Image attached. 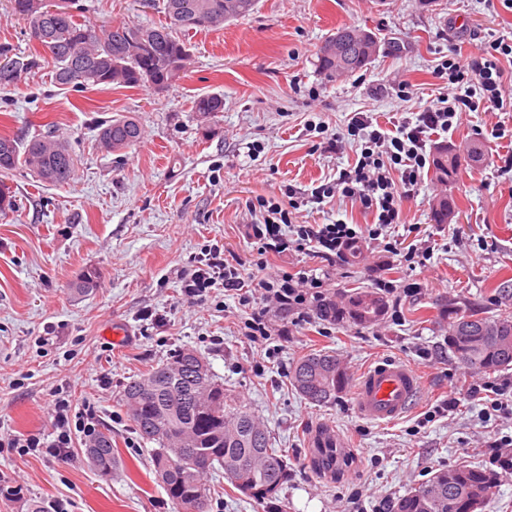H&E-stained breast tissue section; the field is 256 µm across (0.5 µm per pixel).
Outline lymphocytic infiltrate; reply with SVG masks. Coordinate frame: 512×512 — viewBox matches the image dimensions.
<instances>
[{"label": "lymphocytic infiltrate", "instance_id": "1", "mask_svg": "<svg viewBox=\"0 0 512 512\" xmlns=\"http://www.w3.org/2000/svg\"><path fill=\"white\" fill-rule=\"evenodd\" d=\"M508 56L512 57V40L501 36L485 42L478 52L469 55L464 54L462 45H453L438 71L447 74L450 82L461 85V92L454 97L438 98L436 104L425 107L415 119L396 122L390 133L372 128L366 117H352L351 132L364 138L360 156L353 165L340 171L334 187L313 189L311 200L321 203L332 194H340L371 215V226L358 230L339 220L332 224H297L286 234L282 226L288 222L289 210L296 207V200L285 204L262 201L260 216L248 233L250 242L256 245L257 274L243 273L234 252L212 248L206 252L202 268L184 276L185 295L201 297L208 288L219 284L238 291L242 305L261 298L295 323L321 313L331 304L325 278L313 269L293 275L262 276L268 256L308 253L331 264L345 257L361 238L379 239L385 228L404 223L401 203L417 186L429 162L426 146L430 137L439 131H450L454 118L462 112H512V74L501 66L502 59ZM73 410L71 401H56L52 408L57 430L54 439L42 441L16 435L8 439V447L23 455L36 452L60 463L69 462L73 431L88 437L95 432L93 414L77 417Z\"/></svg>", "mask_w": 512, "mask_h": 512}]
</instances>
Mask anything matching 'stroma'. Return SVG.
Returning a JSON list of instances; mask_svg holds the SVG:
<instances>
[{
  "label": "stroma",
  "mask_w": 512,
  "mask_h": 512,
  "mask_svg": "<svg viewBox=\"0 0 512 512\" xmlns=\"http://www.w3.org/2000/svg\"><path fill=\"white\" fill-rule=\"evenodd\" d=\"M87 21L161 25L158 0H80ZM374 33L378 49L362 70L331 80L317 54L337 28ZM512 39V10L484 0H258L254 13L182 38L190 56L180 80L156 92L98 85L83 91L56 84L50 60L18 84L0 88V136L30 141L53 127L76 163L68 182L50 185L20 167L0 175L17 205L0 216V438L53 433L56 399L90 409L97 431L110 434L118 464L99 476L85 454L84 435L73 458L59 463L19 456L0 447V483L21 487L0 495V512H28L31 500L68 501L69 512H176L158 482L151 446L120 403L125 384L150 366L191 348L232 390L284 451L292 478L276 499L258 503L224 484L207 512H379L435 472L463 461L489 464L491 441L512 436V416L492 411L493 387L512 368L478 373L450 357L449 302L512 313L497 287L512 280V112H470L432 144L480 142L483 158L440 185L424 174L403 202L406 221L391 236L425 243V266L385 252L376 241L329 267L328 289L347 291L392 281L397 306L379 322L358 329L313 318L285 326L267 314L271 334L244 333L251 307L236 292L214 288L185 298L182 274L210 246H226L247 273L256 253L245 231L260 200H282L287 190L333 181L361 151L347 124L361 113L385 125L421 111L448 90L436 68L453 43L474 29ZM410 85L401 99L393 75ZM224 97V110L201 127L193 102ZM134 114L143 136L121 154L100 149L97 124ZM342 136L340 153L324 152ZM459 206L452 223L434 224L430 207L440 194ZM295 224L370 223V215L335 196L290 214ZM94 273L96 286L77 289ZM167 317L157 326L155 315ZM129 330L123 347L102 330L112 322ZM335 352L350 381L377 363L413 367L421 393L401 420L384 424L361 417L351 391L326 405L301 398L289 373L303 356ZM481 384L470 394L472 384ZM456 394L458 405L434 414ZM327 433L346 449L336 478L315 472L310 450Z\"/></svg>",
  "instance_id": "35a3bbf8"
}]
</instances>
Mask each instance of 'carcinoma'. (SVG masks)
<instances>
[{
	"instance_id": "cac0c4a2",
	"label": "carcinoma",
	"mask_w": 512,
	"mask_h": 512,
	"mask_svg": "<svg viewBox=\"0 0 512 512\" xmlns=\"http://www.w3.org/2000/svg\"><path fill=\"white\" fill-rule=\"evenodd\" d=\"M257 0H166L169 24L160 26L119 24L100 28L80 20L77 0H12L14 13L29 28L41 31L38 46L49 53L56 83L75 88L102 84L140 87L147 68L163 88L180 78L189 57L180 32L219 26L248 15ZM141 32L143 41L125 38L130 29ZM336 37L320 47L318 66L324 75L336 76ZM38 54L20 55L0 47V87L15 84L37 65ZM372 53L357 42L348 61L364 68ZM193 110L203 120L224 111V98L207 94L195 99ZM142 130L131 115L111 117L98 124L97 141L103 150L121 154L139 142ZM75 158L68 144L47 136L35 137L26 146L0 136V173L24 167L45 183L69 180ZM460 158L454 148L441 144L433 149L432 176L452 182L458 175ZM452 197L436 199L431 222L449 224L456 215ZM385 298L377 291L358 289L339 305L326 308L322 317L355 327H368L384 316ZM448 349L477 372L491 373L512 366V316H486L477 307L448 304ZM200 354L183 348L169 361L129 383L122 393L140 437L156 445L152 449L155 473H167L162 482L177 512H201L208 501L207 474L224 471L246 498L264 502L276 497L288 483L290 470L282 450L272 447L264 425L240 400L224 388V382L208 373L209 395H198L195 367ZM298 394L315 405L336 398L347 384V371L334 354L311 353L296 363L291 373ZM89 444L86 455L100 472L114 469L117 459L112 438L101 433ZM313 468L331 474L336 470V449L323 444L313 451ZM499 482L494 469L472 463L434 473L418 488L399 498L393 512H458L460 504L483 512Z\"/></svg>"
}]
</instances>
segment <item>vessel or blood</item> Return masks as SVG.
<instances>
[{"mask_svg":"<svg viewBox=\"0 0 512 512\" xmlns=\"http://www.w3.org/2000/svg\"><path fill=\"white\" fill-rule=\"evenodd\" d=\"M421 388L408 365L385 361L368 369L355 387L357 411L363 418L393 422L403 417Z\"/></svg>","mask_w":512,"mask_h":512,"instance_id":"vessel-or-blood-1","label":"vessel or blood"}]
</instances>
